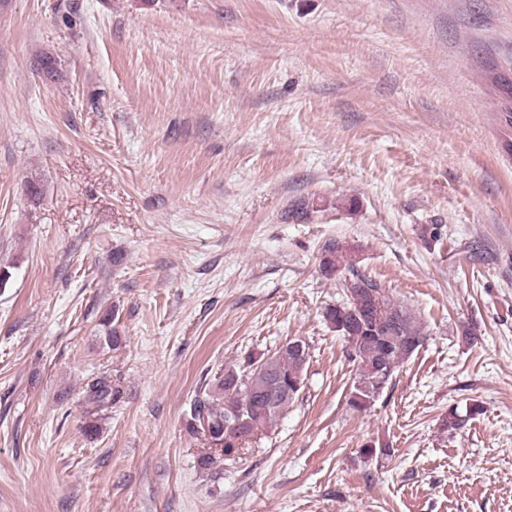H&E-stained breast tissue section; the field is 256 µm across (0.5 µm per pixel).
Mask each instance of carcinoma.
I'll use <instances>...</instances> for the list:
<instances>
[{"label": "carcinoma", "instance_id": "cac0c4a2", "mask_svg": "<svg viewBox=\"0 0 512 512\" xmlns=\"http://www.w3.org/2000/svg\"><path fill=\"white\" fill-rule=\"evenodd\" d=\"M320 267L329 277L346 271L344 280L359 282L363 289L376 292L383 311L395 310L401 321L399 325L378 321L377 310L368 302L355 312L344 302L325 309L326 322L360 350L348 405L357 412L366 411L389 387L397 369L423 346L426 333L407 307L391 301L376 280L357 268L340 243L324 245ZM117 315L118 309L114 308L100 321L105 341L114 345L120 341L113 325ZM307 365V359L288 350L259 357L250 354L242 364L203 381L187 412L190 431L204 435L209 442V448L198 456V468L208 471L218 461L235 459L260 432L275 425L276 418L288 410L305 387ZM120 398L121 390L112 383V376L102 374L87 380L83 387L87 434L98 432L99 414L112 410ZM479 412L478 405L465 415L450 409L444 426L450 432L460 430Z\"/></svg>", "mask_w": 512, "mask_h": 512}]
</instances>
